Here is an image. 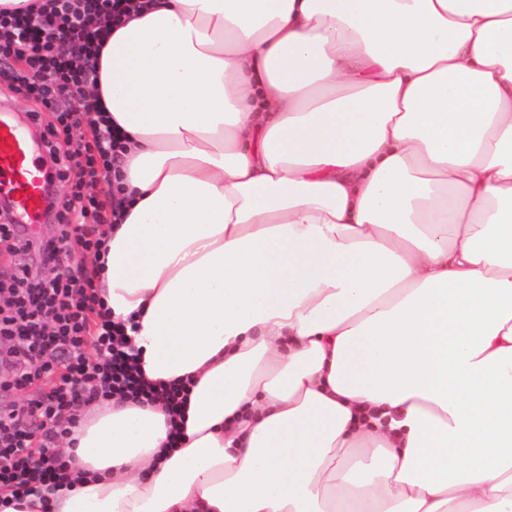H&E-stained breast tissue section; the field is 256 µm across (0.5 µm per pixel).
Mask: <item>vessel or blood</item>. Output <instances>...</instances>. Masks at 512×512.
I'll return each mask as SVG.
<instances>
[{"mask_svg": "<svg viewBox=\"0 0 512 512\" xmlns=\"http://www.w3.org/2000/svg\"><path fill=\"white\" fill-rule=\"evenodd\" d=\"M6 179L15 210L29 222L40 221L46 205L47 173L31 156L28 139L8 118L0 117V179Z\"/></svg>", "mask_w": 512, "mask_h": 512, "instance_id": "1", "label": "vessel or blood"}]
</instances>
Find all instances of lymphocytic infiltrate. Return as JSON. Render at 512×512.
<instances>
[{
  "label": "lymphocytic infiltrate",
  "mask_w": 512,
  "mask_h": 512,
  "mask_svg": "<svg viewBox=\"0 0 512 512\" xmlns=\"http://www.w3.org/2000/svg\"><path fill=\"white\" fill-rule=\"evenodd\" d=\"M129 0H31L0 10V62L20 93L40 100L52 122L31 113L48 154L73 129L91 123L99 98L88 89L97 81L103 22H120ZM121 137L104 126L93 140L73 144L56 176L68 198L54 213L56 232L44 242L24 238L21 225L0 224V239L17 242L11 298L0 309V338L12 344V386L26 387L42 376L49 388L39 399L0 409V489L10 491L0 506L52 485L66 476L68 461L57 446L79 419L76 408L113 397L155 398L154 389L131 369L129 338L113 322L94 276L69 264L74 253L100 255L101 226L110 223L97 194L110 184ZM96 359H89L88 349Z\"/></svg>",
  "instance_id": "lymphocytic-infiltrate-1"
}]
</instances>
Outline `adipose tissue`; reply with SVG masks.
<instances>
[{"label":"adipose tissue","instance_id":"obj_1","mask_svg":"<svg viewBox=\"0 0 512 512\" xmlns=\"http://www.w3.org/2000/svg\"><path fill=\"white\" fill-rule=\"evenodd\" d=\"M105 38L100 295L188 396L84 407L13 512H512V0H141Z\"/></svg>","mask_w":512,"mask_h":512}]
</instances>
